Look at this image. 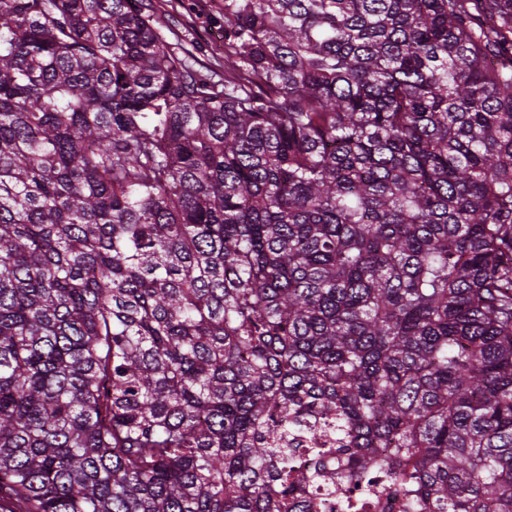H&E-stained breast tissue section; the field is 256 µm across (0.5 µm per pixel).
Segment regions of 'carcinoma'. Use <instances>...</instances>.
<instances>
[{
  "label": "carcinoma",
  "mask_w": 512,
  "mask_h": 512,
  "mask_svg": "<svg viewBox=\"0 0 512 512\" xmlns=\"http://www.w3.org/2000/svg\"><path fill=\"white\" fill-rule=\"evenodd\" d=\"M0 0V512H512V0ZM209 0H149L152 9L165 25L168 41L187 52L197 68L224 80V34L217 25L205 23L199 15L200 5ZM221 37L220 43L216 41Z\"/></svg>",
  "instance_id": "cac0c4a2"
}]
</instances>
